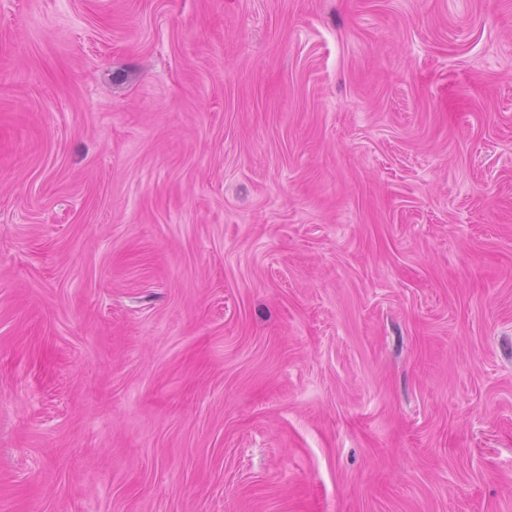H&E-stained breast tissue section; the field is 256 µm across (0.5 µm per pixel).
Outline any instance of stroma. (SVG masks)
I'll use <instances>...</instances> for the list:
<instances>
[{"label":"stroma","instance_id":"obj_1","mask_svg":"<svg viewBox=\"0 0 512 512\" xmlns=\"http://www.w3.org/2000/svg\"><path fill=\"white\" fill-rule=\"evenodd\" d=\"M0 512H512V0H0Z\"/></svg>","mask_w":512,"mask_h":512}]
</instances>
